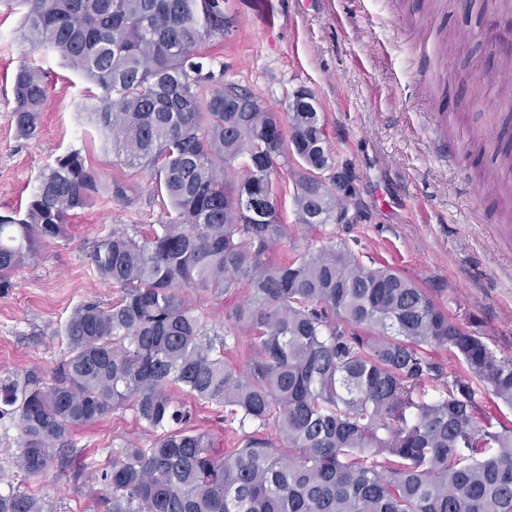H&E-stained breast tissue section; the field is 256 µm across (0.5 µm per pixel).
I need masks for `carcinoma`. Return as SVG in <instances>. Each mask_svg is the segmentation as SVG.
Returning <instances> with one entry per match:
<instances>
[{"instance_id": "1", "label": "carcinoma", "mask_w": 512, "mask_h": 512, "mask_svg": "<svg viewBox=\"0 0 512 512\" xmlns=\"http://www.w3.org/2000/svg\"><path fill=\"white\" fill-rule=\"evenodd\" d=\"M18 2L24 37L100 90L87 120L112 136L124 165L153 172L172 217L95 245L97 274L121 296L72 310L50 377H0L15 467L32 475L69 463L73 429L129 408L154 439L111 449L103 512H512V428L477 425L473 387L512 409V357H497L414 281L343 246L270 258L285 233L273 176L288 159L300 167L302 224L336 222L352 185L338 192L322 179L335 160L307 90L289 101L286 132L249 89L203 72L198 46L230 29L222 0ZM47 92L37 68H17L9 112L19 137L38 135ZM102 191L128 199L76 150L40 173L24 213L0 215V294ZM242 288L219 327L187 298ZM239 330L254 350L242 371L224 364ZM429 346L451 351L465 374L442 380ZM438 381L445 396L426 398ZM173 387L252 434L220 452ZM270 425L285 447L257 437ZM0 512L45 510L0 472Z\"/></svg>"}]
</instances>
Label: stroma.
<instances>
[{
    "label": "stroma",
    "instance_id": "1",
    "mask_svg": "<svg viewBox=\"0 0 512 512\" xmlns=\"http://www.w3.org/2000/svg\"><path fill=\"white\" fill-rule=\"evenodd\" d=\"M253 0H226V37L202 43L205 70L250 89L274 112L293 93L318 103L332 157L355 176L350 224L305 227L294 203L296 164L278 179L286 234L272 259L305 247L345 244L368 267L387 265L414 280L451 319L474 326L496 356H512V198L479 177L512 141L504 98L512 93V58L488 54L494 28L512 27L501 0H270L277 26H266ZM22 8H0V214L25 208L41 171L80 151L104 182L128 188L127 202L97 199L72 219L66 236L47 242L18 268L0 295V377L30 369L50 373L68 350L63 327L75 306L107 304L115 288L91 262L112 229L165 223L169 211L147 169L124 165L84 112L89 84L60 58L31 48ZM42 70L51 90L38 137L17 135L8 112L21 63ZM72 461L29 476L15 466L18 430L0 421V470L51 512H100L98 469L126 440L149 443L131 410L118 409L73 432Z\"/></svg>",
    "mask_w": 512,
    "mask_h": 512
}]
</instances>
